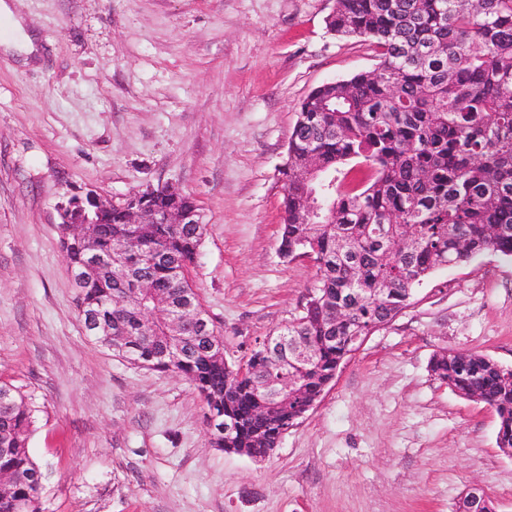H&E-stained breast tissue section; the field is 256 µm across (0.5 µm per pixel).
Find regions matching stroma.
Listing matches in <instances>:
<instances>
[{
	"instance_id": "stroma-1",
	"label": "stroma",
	"mask_w": 512,
	"mask_h": 512,
	"mask_svg": "<svg viewBox=\"0 0 512 512\" xmlns=\"http://www.w3.org/2000/svg\"><path fill=\"white\" fill-rule=\"evenodd\" d=\"M335 6L13 0L42 41L24 66L0 32V382L40 409L43 512H456L474 485L512 512L495 410L429 368L448 349L512 368V257L432 271L260 463L211 447L187 380L82 326L58 207L91 190L195 199L189 278L228 364L301 312L317 267L280 254L288 138L314 88L378 63L328 31Z\"/></svg>"
}]
</instances>
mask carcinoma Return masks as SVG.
I'll return each mask as SVG.
<instances>
[{
    "label": "carcinoma",
    "instance_id": "carcinoma-1",
    "mask_svg": "<svg viewBox=\"0 0 512 512\" xmlns=\"http://www.w3.org/2000/svg\"><path fill=\"white\" fill-rule=\"evenodd\" d=\"M327 26L370 41L379 63L371 71L325 83L301 103L302 123L288 139L293 163L282 171L281 247H307L317 266L316 300L280 332L313 352L305 367L288 364V377L310 393L346 358L344 338L393 318L413 286L434 268L485 252L512 256V0H336ZM323 168L322 209L304 217L301 199L314 184L301 175L311 157ZM204 226L150 224L128 251L125 215L99 225L83 243L62 238L75 275L82 321L87 314L112 327L129 360L188 380L207 412L224 425V411L242 420L233 442L252 455L273 447L295 407L257 416L256 383L278 376L261 359L240 380L224 372L201 325L182 322L179 336L142 323L127 291L140 280L144 306L162 315L187 304L202 308L188 279ZM411 244L391 259L389 239ZM90 252L112 256V271L89 272ZM346 320L336 321V307ZM431 371L462 396L493 407L497 445L512 451V370L477 353L443 351ZM38 407L18 388L0 384V472L14 475L0 512H42V473L27 441ZM263 430L265 444L255 443Z\"/></svg>",
    "mask_w": 512,
    "mask_h": 512
}]
</instances>
